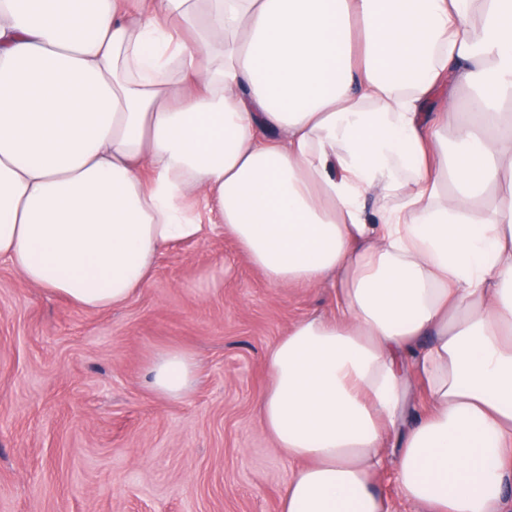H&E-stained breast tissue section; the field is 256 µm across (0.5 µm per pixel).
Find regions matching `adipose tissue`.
Masks as SVG:
<instances>
[{"mask_svg":"<svg viewBox=\"0 0 512 512\" xmlns=\"http://www.w3.org/2000/svg\"><path fill=\"white\" fill-rule=\"evenodd\" d=\"M510 99L512 0H0V259L102 311L229 235L335 296L267 355L280 512H387L389 445L422 512H512Z\"/></svg>","mask_w":512,"mask_h":512,"instance_id":"ef3b65f1","label":"adipose tissue"}]
</instances>
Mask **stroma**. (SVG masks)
Masks as SVG:
<instances>
[{
    "instance_id": "35a3bbf8",
    "label": "stroma",
    "mask_w": 512,
    "mask_h": 512,
    "mask_svg": "<svg viewBox=\"0 0 512 512\" xmlns=\"http://www.w3.org/2000/svg\"><path fill=\"white\" fill-rule=\"evenodd\" d=\"M328 289L275 288L214 235L161 253L125 305L78 308L0 263V512H279L293 465L262 430L266 354ZM194 352L192 392L152 391ZM197 369L196 358L191 352L179 348L162 351L152 363V389L168 399H182L194 387Z\"/></svg>"
}]
</instances>
